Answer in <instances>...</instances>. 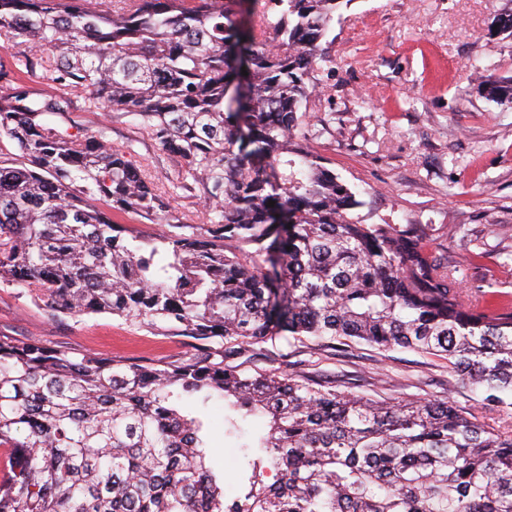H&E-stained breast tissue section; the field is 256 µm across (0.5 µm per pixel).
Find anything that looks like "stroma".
Listing matches in <instances>:
<instances>
[{"label": "stroma", "mask_w": 512, "mask_h": 512, "mask_svg": "<svg viewBox=\"0 0 512 512\" xmlns=\"http://www.w3.org/2000/svg\"><path fill=\"white\" fill-rule=\"evenodd\" d=\"M512 0H346L323 41L332 57L323 91L314 92L304 128L309 146L360 193L367 223L426 224L433 245L457 266L465 295H512V103L483 97L475 69L512 74V39L491 34ZM85 127L107 126L113 145L129 147L156 184L172 192L176 211L203 223V199L178 191L176 159L133 117L109 121L83 112ZM36 338L75 353L134 362L178 364L202 343L177 329L130 323L108 314H54L24 289L0 283V336ZM210 346L238 372L300 376L379 400L452 397L475 406L472 393L448 383V362L405 349L355 343L341 353L312 338L281 333L258 343L215 338ZM206 423L208 456L240 492L245 444L266 419L224 424V403L188 402Z\"/></svg>", "instance_id": "35a3bbf8"}]
</instances>
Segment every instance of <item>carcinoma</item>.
I'll return each instance as SVG.
<instances>
[{
	"mask_svg": "<svg viewBox=\"0 0 512 512\" xmlns=\"http://www.w3.org/2000/svg\"><path fill=\"white\" fill-rule=\"evenodd\" d=\"M0 0V281L52 313H110L201 340L287 332L448 360L479 398L381 401L296 376L75 355L0 336V512H512V301H465L417 224H368L304 140L341 0ZM493 34L512 38V7ZM247 75H242V72ZM478 89L512 103V76ZM135 117L181 163L166 193L78 112ZM189 234L140 236L95 201ZM274 201V206L267 203ZM230 241L253 247L227 249ZM261 413L241 494L206 465L192 397Z\"/></svg>",
	"mask_w": 512,
	"mask_h": 512,
	"instance_id": "1",
	"label": "carcinoma"
}]
</instances>
